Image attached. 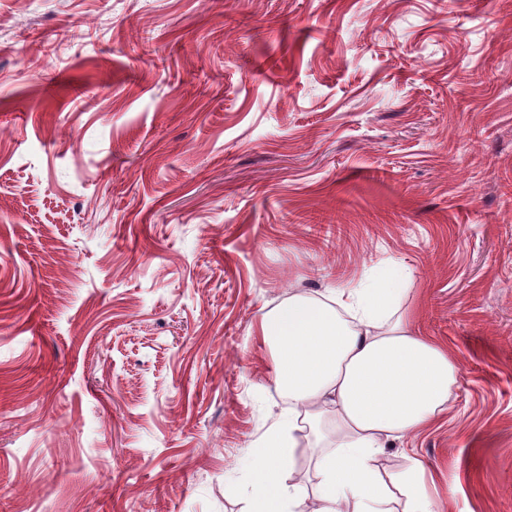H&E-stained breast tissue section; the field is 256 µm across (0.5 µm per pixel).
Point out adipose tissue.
<instances>
[{"instance_id":"obj_1","label":"adipose tissue","mask_w":512,"mask_h":512,"mask_svg":"<svg viewBox=\"0 0 512 512\" xmlns=\"http://www.w3.org/2000/svg\"><path fill=\"white\" fill-rule=\"evenodd\" d=\"M405 277L318 297L293 295L262 315L260 330L288 413L249 461L248 512H434L411 464L388 486L376 467L386 441L433 424L444 412L459 365L447 346L421 334L401 309ZM312 432L314 493L290 483L301 425Z\"/></svg>"}]
</instances>
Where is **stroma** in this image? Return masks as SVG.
<instances>
[{
	"mask_svg": "<svg viewBox=\"0 0 512 512\" xmlns=\"http://www.w3.org/2000/svg\"><path fill=\"white\" fill-rule=\"evenodd\" d=\"M384 268L460 372L379 470L512 512V0H0V512H244L261 315Z\"/></svg>",
	"mask_w": 512,
	"mask_h": 512,
	"instance_id": "1",
	"label": "stroma"
}]
</instances>
